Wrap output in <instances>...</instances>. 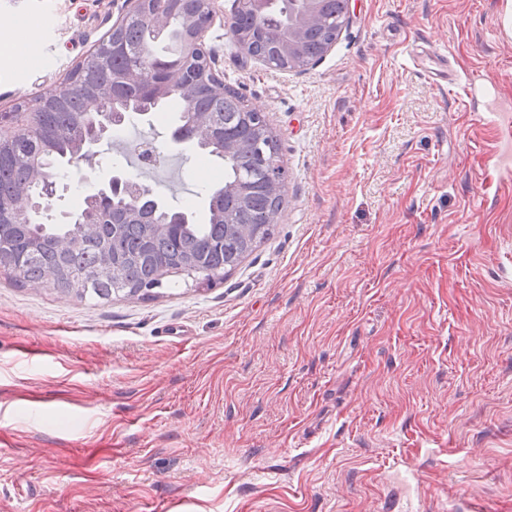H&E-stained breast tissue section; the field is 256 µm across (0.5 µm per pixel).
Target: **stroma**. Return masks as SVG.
<instances>
[{
    "label": "stroma",
    "instance_id": "obj_1",
    "mask_svg": "<svg viewBox=\"0 0 512 512\" xmlns=\"http://www.w3.org/2000/svg\"><path fill=\"white\" fill-rule=\"evenodd\" d=\"M225 85L280 136L286 204L223 283L95 304L0 276V512H512V186L483 198L492 127L435 81L445 51L512 100V0H350L304 71L265 65L227 22ZM127 0H0V113L64 85ZM131 115L61 166L62 224L112 177L203 222L220 161ZM165 146L159 167L134 151Z\"/></svg>",
    "mask_w": 512,
    "mask_h": 512
}]
</instances>
